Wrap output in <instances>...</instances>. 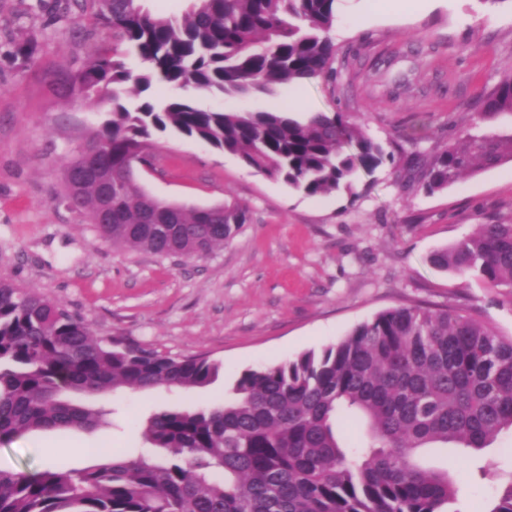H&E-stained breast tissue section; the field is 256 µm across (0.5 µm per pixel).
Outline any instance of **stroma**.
Listing matches in <instances>:
<instances>
[{"label": "stroma", "mask_w": 512, "mask_h": 512, "mask_svg": "<svg viewBox=\"0 0 512 512\" xmlns=\"http://www.w3.org/2000/svg\"><path fill=\"white\" fill-rule=\"evenodd\" d=\"M376 0H338L335 79L284 84L271 95L195 93L207 109L276 111L300 93L304 112H340L391 152L352 192L311 197L247 167L234 154L175 133L156 136L138 186L190 208L246 210L245 224L201 259L116 249L84 215L60 203L65 157L104 109L82 102L61 75L82 70L112 43L73 0H0V277L33 288L102 336L171 357L222 366L210 386L103 393L112 409L92 431L33 432L0 442V467L81 470L94 448L143 451L153 414L229 397L241 373L321 351L377 314L404 305L452 307L512 336V292L434 268L438 249L478 225L512 220V160L432 195L404 179L407 156H433L463 130L512 133V114L485 119L481 96L512 69V5L422 0L412 14L381 13ZM35 39L33 57L13 56ZM458 489L456 512H490L512 472V432L483 452L426 451ZM492 465L491 478L477 466Z\"/></svg>", "instance_id": "35a3bbf8"}]
</instances>
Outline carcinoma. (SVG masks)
<instances>
[{"instance_id": "1", "label": "carcinoma", "mask_w": 512, "mask_h": 512, "mask_svg": "<svg viewBox=\"0 0 512 512\" xmlns=\"http://www.w3.org/2000/svg\"><path fill=\"white\" fill-rule=\"evenodd\" d=\"M112 32V48L68 76L112 118L85 138V175L62 201L116 248L202 257L246 222L236 205L161 207L128 183L156 133L176 132L238 155L307 196L350 191L393 155L339 112L203 109L190 97L123 103L155 83L227 96L272 94L284 83L335 74L330 32L337 0H194L179 18L143 0H75ZM134 55V74L117 58ZM512 113V73L482 99V113ZM512 159V135L467 134L426 160L414 180L427 194ZM433 266L512 289V222L496 220L429 256ZM221 366L132 346L32 288L0 277V439L33 431L91 430L112 411L67 398L120 389L190 391ZM365 427L345 442L340 424ZM512 430V337L460 310L402 306L379 313L321 353L244 371L222 403L162 411L141 432L166 453L115 455L80 471L0 468V512H451L448 470L419 451L454 443L479 452Z\"/></svg>"}]
</instances>
